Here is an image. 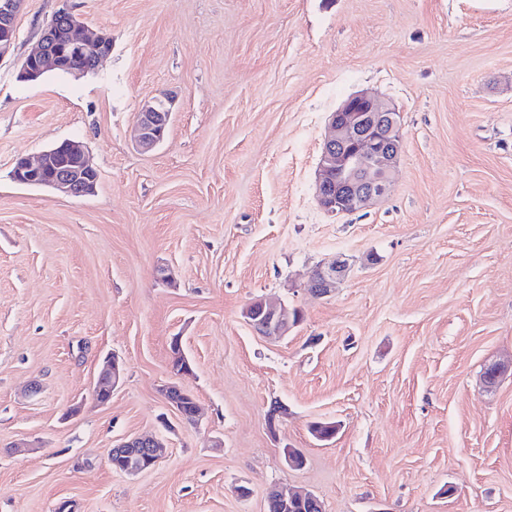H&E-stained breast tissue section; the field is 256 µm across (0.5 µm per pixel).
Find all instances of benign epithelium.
Listing matches in <instances>:
<instances>
[{
    "label": "benign epithelium",
    "instance_id": "7a95c632",
    "mask_svg": "<svg viewBox=\"0 0 512 512\" xmlns=\"http://www.w3.org/2000/svg\"><path fill=\"white\" fill-rule=\"evenodd\" d=\"M25 0H0V59L14 47L16 17ZM80 30L83 38L74 48L77 54L91 53L101 61L112 52V39L104 31H92L64 4L42 30L38 47L21 63L18 78L33 82L48 70H65L75 78L86 70L66 59L68 34ZM171 102L155 98L145 103L134 129V143L142 152L154 150L165 138L171 118ZM404 137L400 112L390 103L369 91L346 97L329 120L316 182V199L331 214L362 211L384 198L391 189V174L403 151ZM14 179L23 185L55 189L71 196L93 193L97 184L96 169L90 163L86 146L81 141L67 140L41 152L34 158L21 157L16 162ZM347 259L319 268L310 276L309 292L330 295L346 277ZM247 322L262 336L277 340L297 326L298 309L285 304L270 305L262 300L251 302L244 309ZM123 363L115 356L101 368L95 395L105 404L120 383ZM165 453L164 444L154 436H132L110 449L108 459L123 465V472L136 475L152 469ZM268 499L283 505L295 501L308 505L312 512H321L320 499L308 492L286 493L277 488Z\"/></svg>",
    "mask_w": 512,
    "mask_h": 512
}]
</instances>
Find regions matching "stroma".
I'll return each mask as SVG.
<instances>
[{"label":"stroma","instance_id":"obj_1","mask_svg":"<svg viewBox=\"0 0 512 512\" xmlns=\"http://www.w3.org/2000/svg\"><path fill=\"white\" fill-rule=\"evenodd\" d=\"M65 3L110 56L18 81ZM361 90L397 107L404 147L383 199L333 215L322 144ZM164 93L167 136L141 152L139 109ZM66 140L93 193L14 181ZM340 257L347 277L311 295ZM257 299L302 319L267 339L242 315ZM150 432L159 463L112 470ZM273 486L325 512H512V0H25L0 59V512H266ZM350 266L346 258L340 257L328 266L321 267L311 274L309 292L318 297L330 295L346 277ZM123 375V363L115 356L108 358L101 368L95 395L98 402L105 404L112 398V392L120 383ZM165 453L164 444L154 436H132L111 448L108 461L112 469L117 471L120 467L112 464V459L123 465V472L136 475L152 469Z\"/></svg>","mask_w":512,"mask_h":512}]
</instances>
